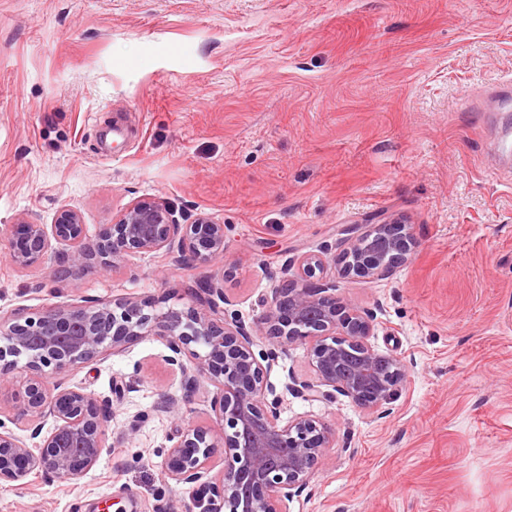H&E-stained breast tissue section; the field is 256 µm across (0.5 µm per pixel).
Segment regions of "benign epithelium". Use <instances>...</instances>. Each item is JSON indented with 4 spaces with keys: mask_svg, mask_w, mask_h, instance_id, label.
I'll list each match as a JSON object with an SVG mask.
<instances>
[{
    "mask_svg": "<svg viewBox=\"0 0 512 512\" xmlns=\"http://www.w3.org/2000/svg\"><path fill=\"white\" fill-rule=\"evenodd\" d=\"M229 226L207 213L186 217L167 203L139 200L102 225L88 241L80 214L58 211L54 224L19 219L0 230L13 265L27 268L54 259L53 277L97 267L107 270L130 254L163 253L176 263L207 265L224 257ZM415 245L412 228L397 220L340 230L338 274L382 280L404 265ZM325 259H287L262 314L245 322L224 294L228 270L190 288L196 304L156 309L149 300L117 299L82 308L59 305L37 317L22 313L0 323V394L13 415L27 420L30 448L0 419V486L31 477L79 481L107 450L106 427L114 401L63 381L46 384V370L60 376L122 352L148 337L163 340L166 361L178 367L185 391L213 386L210 408L220 428L178 424L164 459L165 477L187 485L190 512H288L309 478L325 465L336 432L310 417L283 419L288 396L311 400L341 395L378 411L399 394L407 362L369 343L380 309H358L336 289L313 283ZM307 346L313 378L276 387L270 373L288 347ZM24 373L18 378V373ZM186 396L168 393L157 410L175 417ZM49 430H44L47 422ZM220 458L219 476H210Z\"/></svg>",
    "mask_w": 512,
    "mask_h": 512,
    "instance_id": "obj_1",
    "label": "benign epithelium"
}]
</instances>
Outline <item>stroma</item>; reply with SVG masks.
Segmentation results:
<instances>
[{
    "label": "stroma",
    "mask_w": 512,
    "mask_h": 512,
    "mask_svg": "<svg viewBox=\"0 0 512 512\" xmlns=\"http://www.w3.org/2000/svg\"><path fill=\"white\" fill-rule=\"evenodd\" d=\"M512 0H0V227L80 212L89 235L153 198L229 224L223 259L136 254L63 281L0 248V320L118 298L190 305L231 269L245 321L284 260L349 224H410L384 280L322 283L382 307L371 344L404 358L388 413L289 397L285 418L336 430L288 512H512ZM163 341L73 370L114 406L109 448L77 483L0 488V512H184L163 475L181 393ZM137 430L122 433L129 422Z\"/></svg>",
    "instance_id": "1"
}]
</instances>
